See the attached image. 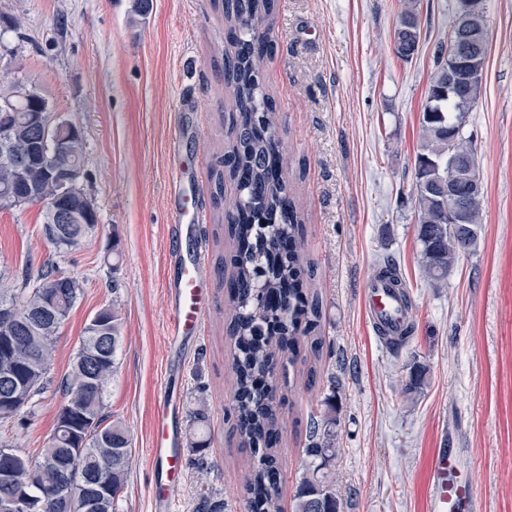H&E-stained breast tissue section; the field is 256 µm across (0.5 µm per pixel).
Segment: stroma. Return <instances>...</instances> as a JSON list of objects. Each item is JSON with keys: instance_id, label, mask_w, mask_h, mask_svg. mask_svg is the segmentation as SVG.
<instances>
[{"instance_id": "stroma-1", "label": "stroma", "mask_w": 512, "mask_h": 512, "mask_svg": "<svg viewBox=\"0 0 512 512\" xmlns=\"http://www.w3.org/2000/svg\"><path fill=\"white\" fill-rule=\"evenodd\" d=\"M401 0H275L259 26L274 46L265 90L284 147V177L300 208V232L322 302L321 359L301 352L278 368L283 473L280 512H293L309 424L336 398L330 480L342 512H427V472L436 449H466L483 512H512V0H484L488 55L481 97L464 128L475 148L482 222L470 253L444 287L426 279L417 240L415 158L422 113L447 41L454 0H420L418 52L399 58L393 33ZM19 19L0 54L22 68L55 113L85 137L82 188L98 211L95 233L61 254L48 243L41 205L0 210V288L21 267L54 262L82 294L59 330L46 389L28 426L0 423V444L37 456L63 403L83 330L101 308L122 322L105 415L123 422L132 448L115 512H156L149 448L163 396L189 427L207 406L211 467L187 469L174 512L201 497L240 512L251 455L233 428L234 340L222 284L231 248L212 199L210 169L230 144L224 110V15L216 0H0ZM179 137L178 159L170 157ZM181 169L187 208L202 207L196 232L173 230L168 186ZM207 247L202 337L175 357L167 342L165 258ZM392 258L413 304L414 333L387 350L367 318L365 290ZM426 369L406 394L413 364ZM314 386H307L308 372Z\"/></svg>"}]
</instances>
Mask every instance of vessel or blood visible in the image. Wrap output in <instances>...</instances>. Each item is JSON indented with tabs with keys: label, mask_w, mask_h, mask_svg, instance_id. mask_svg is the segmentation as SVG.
<instances>
[{
	"label": "vessel or blood",
	"mask_w": 512,
	"mask_h": 512,
	"mask_svg": "<svg viewBox=\"0 0 512 512\" xmlns=\"http://www.w3.org/2000/svg\"><path fill=\"white\" fill-rule=\"evenodd\" d=\"M170 196L176 203L175 223H203L202 209L185 213L182 202L185 187L181 178H174ZM205 266L203 248H196L183 260L179 273L167 279L165 292L169 318L168 343L178 346L202 336L206 314L199 299V288ZM366 312L372 325L390 334H399L406 326L408 309L397 300L384 283L371 281L365 296ZM182 435L180 411L170 398H162L152 424L149 456L157 465L154 499L171 507L183 480ZM428 512H482L481 499L469 475L462 449H437L429 464Z\"/></svg>",
	"instance_id": "1"
}]
</instances>
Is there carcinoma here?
Listing matches in <instances>:
<instances>
[{
	"instance_id": "obj_1",
	"label": "carcinoma",
	"mask_w": 512,
	"mask_h": 512,
	"mask_svg": "<svg viewBox=\"0 0 512 512\" xmlns=\"http://www.w3.org/2000/svg\"><path fill=\"white\" fill-rule=\"evenodd\" d=\"M226 38L235 48L224 57L229 134L232 148L213 168L215 205H224L233 246V272L225 288L232 303L231 333L236 352L232 370L236 379L233 411L240 446L249 449L252 466L245 482L244 512H279L282 473L275 448L281 441V403L271 393L277 364L293 362L300 344L321 359L323 337L317 335L322 319L319 297H308L306 279L310 262L299 237L300 212L282 177L284 153L276 136L274 104L264 91L260 66L270 53L269 41L256 34L250 19H266L274 0H222ZM462 24L485 28L483 0H470ZM420 42L419 0H403L394 30L396 54L408 60ZM436 70L431 78L422 124L425 142L416 155V190L419 224L417 238L426 277L439 284L448 278L458 259L471 251L481 224V189L465 181L448 184L450 163L475 159L472 142L464 137L466 114L478 102L481 71L488 47L473 53L475 74L448 91L452 59L448 46L436 47ZM35 83L25 74L0 82V97L15 105L13 114L18 144L37 137L27 125L31 109L29 88ZM17 177L10 157L0 152V193ZM235 183L236 194L224 196V178ZM27 180L37 189L35 202L45 206L43 226H51L46 206H71L59 197V188L45 168L33 159ZM98 214L83 224H60L61 235L49 240L59 253L79 246L95 230ZM377 278L409 299L405 284L391 259L383 261ZM19 286L0 289V305L11 304L35 315L31 326H21L15 341L0 334V421L11 411L19 425H28L32 399L45 386L62 322L81 294L79 282L62 276L47 263L33 275L16 274ZM120 318L115 309L102 308L84 328L71 370L61 382L64 403L45 448L35 457L0 445V512H114L131 456L128 430L103 414V397L116 371ZM425 368L417 366L405 392L423 389ZM204 408L192 412L187 434L189 451L202 469L208 439L202 426ZM334 420L310 423L309 443L302 449L305 470L295 495L294 512H341V502L328 480L336 456Z\"/></svg>"
}]
</instances>
